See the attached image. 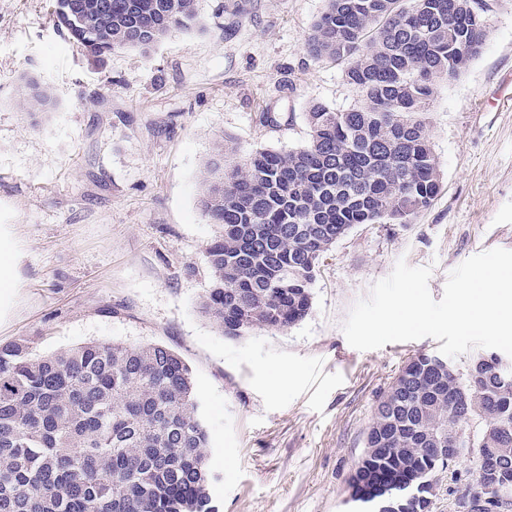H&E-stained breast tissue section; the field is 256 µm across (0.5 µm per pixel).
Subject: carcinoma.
Returning <instances> with one entry per match:
<instances>
[{
	"label": "carcinoma",
	"mask_w": 512,
	"mask_h": 512,
	"mask_svg": "<svg viewBox=\"0 0 512 512\" xmlns=\"http://www.w3.org/2000/svg\"><path fill=\"white\" fill-rule=\"evenodd\" d=\"M54 0L57 26L101 63L119 48L148 51L174 26L198 24L194 0ZM488 30L474 0H327L309 53L347 63L359 108L316 103L306 143L239 155L230 140L206 165L200 199L220 234L207 248L211 286L200 308L239 337L307 316L319 262L357 224H407L442 189L425 115L435 86L481 52ZM33 105L49 90L27 85ZM479 354L462 378L418 354L381 397L354 471L362 503L411 488L427 512L436 475L471 445L476 489L511 500L512 372ZM478 421L475 438L462 425ZM207 432L191 371L161 344L89 342L41 355L21 337L0 344V512H218L207 491ZM499 470L482 474V449Z\"/></svg>",
	"instance_id": "carcinoma-1"
}]
</instances>
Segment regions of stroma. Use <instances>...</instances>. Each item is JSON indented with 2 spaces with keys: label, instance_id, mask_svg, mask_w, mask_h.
Here are the masks:
<instances>
[{
  "label": "stroma",
  "instance_id": "1",
  "mask_svg": "<svg viewBox=\"0 0 512 512\" xmlns=\"http://www.w3.org/2000/svg\"><path fill=\"white\" fill-rule=\"evenodd\" d=\"M475 3L483 50L430 101L438 197L410 223L339 239L303 321L232 338L199 308L219 232L199 204L202 174L218 141L244 155L294 149L311 105L362 104L345 63L306 50L326 0H197L203 29L100 66L56 29L50 0H0V235L20 284L0 343L165 345L191 368L219 512H348L380 395L410 357L439 352L431 338L354 349L342 331L353 305L398 260L431 267L438 300L463 261L512 250V0ZM30 81L51 88L48 110L27 103ZM476 476L463 454L430 512H453Z\"/></svg>",
  "mask_w": 512,
  "mask_h": 512
}]
</instances>
